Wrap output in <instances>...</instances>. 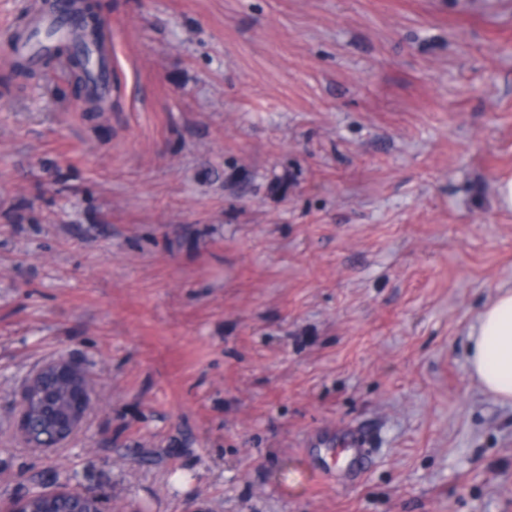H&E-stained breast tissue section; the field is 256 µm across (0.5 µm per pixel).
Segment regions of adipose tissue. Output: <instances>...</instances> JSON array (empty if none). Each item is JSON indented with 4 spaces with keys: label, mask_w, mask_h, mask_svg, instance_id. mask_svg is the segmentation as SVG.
I'll list each match as a JSON object with an SVG mask.
<instances>
[{
    "label": "adipose tissue",
    "mask_w": 512,
    "mask_h": 512,
    "mask_svg": "<svg viewBox=\"0 0 512 512\" xmlns=\"http://www.w3.org/2000/svg\"><path fill=\"white\" fill-rule=\"evenodd\" d=\"M469 372L498 399L512 402V289L499 291L470 335Z\"/></svg>",
    "instance_id": "adipose-tissue-1"
}]
</instances>
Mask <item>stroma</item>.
<instances>
[{
	"mask_svg": "<svg viewBox=\"0 0 512 512\" xmlns=\"http://www.w3.org/2000/svg\"><path fill=\"white\" fill-rule=\"evenodd\" d=\"M32 3L0 0V508L512 512L466 360L512 288V0H95L105 112L15 74ZM61 358L90 407L33 448ZM81 385L83 386L84 390L88 393V400L85 391L82 389V387H77L74 389V406H75V414L69 419V421L66 423L64 430L57 436V442L51 446H59L64 441H66L78 428L81 419H82V410L84 407V412L89 406L90 403V394L91 390L89 387V384L86 380V377L84 374L81 375ZM87 400V403H86ZM86 403V404H85ZM28 499L29 512H96V502L89 498L56 497L48 499L44 497L38 489L33 490L31 494L14 501L5 512H28L26 503Z\"/></svg>",
	"mask_w": 512,
	"mask_h": 512,
	"instance_id": "obj_1",
	"label": "stroma"
}]
</instances>
